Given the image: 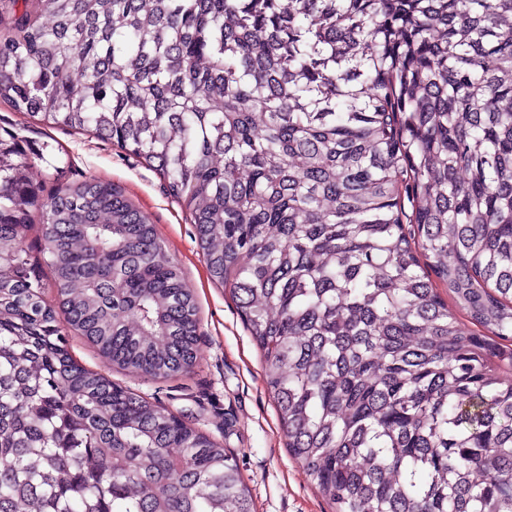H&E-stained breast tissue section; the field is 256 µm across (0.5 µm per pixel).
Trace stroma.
Here are the masks:
<instances>
[{
  "mask_svg": "<svg viewBox=\"0 0 512 512\" xmlns=\"http://www.w3.org/2000/svg\"><path fill=\"white\" fill-rule=\"evenodd\" d=\"M0 137L21 140L41 195L94 178L118 186L147 215L181 268L199 310L197 361L190 373L167 379L105 368L96 350L62 328L81 365L105 371L149 401L230 448L256 512H332L306 470L291 456L279 411L266 387L262 352L240 319L228 289L215 283L195 240L185 206L144 160L112 141L64 127L50 128L0 102Z\"/></svg>",
  "mask_w": 512,
  "mask_h": 512,
  "instance_id": "35a3bbf8",
  "label": "stroma"
}]
</instances>
